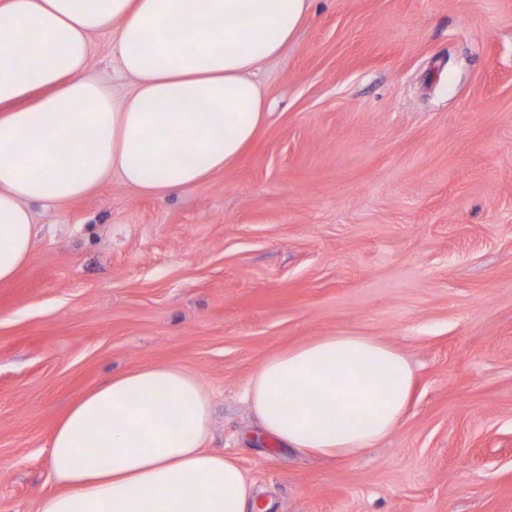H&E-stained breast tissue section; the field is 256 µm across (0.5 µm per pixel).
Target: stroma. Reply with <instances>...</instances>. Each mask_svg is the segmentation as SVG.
Wrapping results in <instances>:
<instances>
[{"instance_id":"1","label":"stroma","mask_w":512,"mask_h":512,"mask_svg":"<svg viewBox=\"0 0 512 512\" xmlns=\"http://www.w3.org/2000/svg\"><path fill=\"white\" fill-rule=\"evenodd\" d=\"M92 41L89 72L134 88ZM270 113L231 167L146 196L112 177L32 208L0 285V512L57 491L49 443L109 375L174 364L267 512H512V0H315L256 70ZM400 349L399 428L356 460L277 445L243 398L336 333Z\"/></svg>"}]
</instances>
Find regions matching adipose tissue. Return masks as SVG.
Segmentation results:
<instances>
[{
  "mask_svg": "<svg viewBox=\"0 0 512 512\" xmlns=\"http://www.w3.org/2000/svg\"><path fill=\"white\" fill-rule=\"evenodd\" d=\"M314 0H0V284L27 262L31 204L67 203L112 175L167 195L232 166L264 123L253 74ZM135 77L122 100L87 76L91 38ZM413 369L367 336H323L269 356L246 400L280 446L358 457L402 422ZM211 394L175 365L112 374L49 444L60 492L38 512H256L250 474L207 449Z\"/></svg>",
  "mask_w": 512,
  "mask_h": 512,
  "instance_id": "ef3b65f1",
  "label": "adipose tissue"
}]
</instances>
